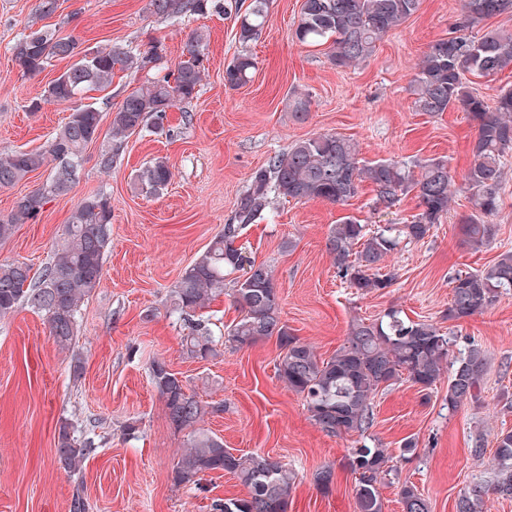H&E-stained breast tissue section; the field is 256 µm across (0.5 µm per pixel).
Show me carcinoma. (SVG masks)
<instances>
[{"label":"carcinoma","mask_w":512,"mask_h":512,"mask_svg":"<svg viewBox=\"0 0 512 512\" xmlns=\"http://www.w3.org/2000/svg\"><path fill=\"white\" fill-rule=\"evenodd\" d=\"M150 6L164 19L213 10L233 16L242 50L225 67L224 83L235 88L250 80L256 61L247 47L268 20V0H250L247 5L241 0H150ZM419 6L420 0H303L294 36L308 45L333 40L332 63L348 67L372 56L377 42L410 18ZM503 14H512V5L505 0H463L448 37L429 47L413 77L418 111L440 113L457 108L474 125L472 162L464 175L471 213L460 219L464 241L474 249L493 239L494 225L487 218L497 215L503 205L505 161L512 152V89L502 90L489 103L469 86L466 75L482 78L512 69V31L487 28L478 37L472 33L480 23ZM205 50L204 34L193 33L173 70L152 78L116 108L108 100L103 102L101 110L81 103L83 96L110 85L117 71L157 67L162 56L156 47L141 52L126 44L110 43L82 50L75 39L55 29L41 28L22 35L12 47V56L25 75L43 71L54 59L73 60L48 85L43 98L45 102H69L71 107L67 121L45 149L0 151V188L13 186L53 164L46 182L18 199L10 214L0 217V241L9 239L16 225L36 219L48 202L71 191L72 175L81 165L83 151L98 136L102 111L112 115L113 144L99 156L100 168L109 171L123 139L147 127L150 119L162 123L177 104L192 100L205 72ZM171 178L168 161L157 157L138 172L137 185L142 192L155 194ZM366 181L374 187L376 209L391 212L398 208L402 197L412 192L419 213L408 224H391L373 233L366 225L346 217L332 225L326 250L351 287L363 293L385 290L392 285L393 276L379 273L381 263L400 238L424 239L448 213L453 195L448 162L430 158L402 165L383 160L365 165L358 158L354 142L322 134L295 143L287 153L274 156L252 174L224 230L186 268L169 293V314L180 323L182 347L191 358L215 356L218 347L227 342L243 348L276 338L282 349L276 367L278 380L302 395L310 419L334 436L362 435L372 427V401L384 387L401 379L422 391L437 385L453 339L433 324L411 320L391 308L377 319L355 321L344 344L330 358L323 359L282 321L271 270L249 260L235 247V241L248 225L267 219L274 199L342 204ZM111 232L112 204L108 196L98 193L78 201L63 243L54 250L39 277H31V268L23 262L0 263V317L26 304L43 314L54 343L62 350L71 349L77 339L81 304L100 283ZM236 272L242 273V277L233 279L241 315L227 328V335L217 336L203 311L224 293L226 277ZM451 284L448 320L460 321L488 310L503 291L512 288V251L498 255L482 269L457 275ZM485 365L483 350L473 343L452 362L448 408L479 401ZM149 373L174 430L188 431L184 450L173 469L175 483L197 486L207 473L226 472L247 493L214 502L216 512H288L295 472L264 454L232 453L221 438L198 427L208 412H219L222 406L204 405L159 359L151 361ZM494 439V477L461 494L456 512H485L490 499L512 498V431L501 430ZM95 447L92 433L78 436L68 423L59 427L57 458L64 469L80 470ZM388 461L383 448L364 444L352 449L347 467L355 475L357 512H384L379 484L388 471ZM335 478L334 466L326 464L315 474V483L327 492ZM399 497L403 512H430L428 501L411 484L400 486Z\"/></svg>","instance_id":"cac0c4a2"}]
</instances>
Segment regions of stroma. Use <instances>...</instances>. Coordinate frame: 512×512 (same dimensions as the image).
Wrapping results in <instances>:
<instances>
[{
  "instance_id": "1",
  "label": "stroma",
  "mask_w": 512,
  "mask_h": 512,
  "mask_svg": "<svg viewBox=\"0 0 512 512\" xmlns=\"http://www.w3.org/2000/svg\"><path fill=\"white\" fill-rule=\"evenodd\" d=\"M302 2L270 0L268 21L249 46L256 69L236 89L224 84V68L239 44L233 20L223 15L173 22L156 16L150 0H58L55 14L41 19L85 48L156 43L168 65L200 32L207 39L208 72L197 97L168 112L161 127L126 139L107 173L98 164L110 138L111 117L103 115L70 193L0 241V262L40 271L61 242L74 204L96 193L111 200V243L100 284L81 307L74 350L59 349L42 315L29 306L0 319V512H73L77 491L88 512H214V500L245 495L224 472L204 476L197 486L174 482L185 436L170 426L150 381L155 358L178 373L198 400L223 405L203 427L225 448L264 453L295 471L288 512H357L354 477L342 464L363 441L385 449L393 468L380 486L384 512H402L398 490L405 482L424 495L431 512H455L464 490L492 477V436L512 430V405L505 401L512 396V291L457 326L444 314L454 275L484 268L512 249V162L504 170L505 203L491 219V242L477 250L464 243L458 221L469 204L465 192H457L428 237L401 239L388 255L382 270L395 280L381 293L357 292L338 275L326 251L330 227L346 216L373 229L405 223L417 212L415 196L387 216L375 211V193L366 182L343 205L282 200L270 219L248 226L238 240L272 270L282 321L322 357L336 352L355 320L378 318L392 307L450 331L456 339L451 357L480 345L487 361L480 405L452 410L447 383L423 393L400 381L375 397L366 436H333L310 420L303 397L278 381L275 340L244 349L227 345L207 360L189 358L182 349V331L168 314L169 291L223 230L252 172L274 155L333 133L352 140L365 163L447 160L458 182L471 160L474 128L467 114L416 111L411 88L416 63L447 37L461 0H421L370 58L349 68L334 66L325 47L294 38ZM38 4L0 0V151L43 148L69 114L65 103L30 109L69 60L27 76L12 59L11 47L27 32ZM297 91L310 95L302 119L292 111ZM155 157L167 158L172 179L159 194L139 192L135 175ZM92 419L102 442L81 471L68 476L56 454L59 426ZM479 432L487 441L477 457L471 448ZM325 464L337 468L326 493L314 481Z\"/></svg>"
}]
</instances>
